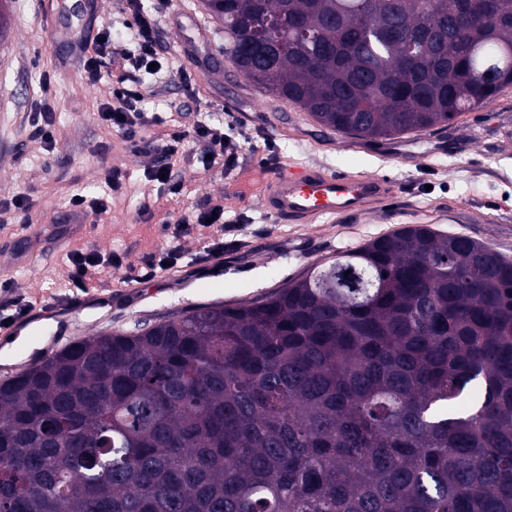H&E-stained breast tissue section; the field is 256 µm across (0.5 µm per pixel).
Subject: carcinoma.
I'll use <instances>...</instances> for the list:
<instances>
[{"mask_svg": "<svg viewBox=\"0 0 512 512\" xmlns=\"http://www.w3.org/2000/svg\"><path fill=\"white\" fill-rule=\"evenodd\" d=\"M204 0L224 61L356 138L512 87V0ZM0 512H512V260L407 225L255 302L0 384Z\"/></svg>", "mask_w": 512, "mask_h": 512, "instance_id": "cac0c4a2", "label": "carcinoma"}]
</instances>
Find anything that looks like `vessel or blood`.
Instances as JSON below:
<instances>
[{
	"instance_id": "b4317fda",
	"label": "vessel or blood",
	"mask_w": 512,
	"mask_h": 512,
	"mask_svg": "<svg viewBox=\"0 0 512 512\" xmlns=\"http://www.w3.org/2000/svg\"><path fill=\"white\" fill-rule=\"evenodd\" d=\"M399 192L386 175L341 173L319 165H285L256 189V200L279 224H315L361 216Z\"/></svg>"
}]
</instances>
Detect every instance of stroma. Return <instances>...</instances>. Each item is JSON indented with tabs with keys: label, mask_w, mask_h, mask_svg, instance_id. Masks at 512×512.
Returning <instances> with one entry per match:
<instances>
[{
	"label": "stroma",
	"mask_w": 512,
	"mask_h": 512,
	"mask_svg": "<svg viewBox=\"0 0 512 512\" xmlns=\"http://www.w3.org/2000/svg\"><path fill=\"white\" fill-rule=\"evenodd\" d=\"M158 13L159 74H141L152 89L141 108L148 116L140 135L147 152L125 149L116 132L97 119L110 97V80L90 85L82 78V44L113 25L112 49L130 47L120 0H14L10 31L0 42V201L29 195L34 225L67 233L73 195L106 202L108 212L73 248L123 255L122 266L102 275L101 294L111 309L77 312L67 342L105 330L132 331L180 311L256 299L301 278L307 269L336 253L393 233L409 224L471 237L512 258V88L483 108L456 118L446 131L360 140L320 127L307 113L256 92L224 61V26L202 0H142ZM190 71L184 87L181 71ZM48 107L53 143L32 135L30 114ZM243 133L242 170H202L199 142L186 140L173 169L182 195L166 196L148 178L167 133L176 126H221L226 115ZM318 163L340 172L387 174L400 184L387 206L360 217L317 224H277L255 200L249 184L283 164ZM124 174L120 191H110L105 172ZM220 205L239 221L240 248L224 253L219 266L175 267L154 280L130 286L129 266L165 249L167 215H195ZM0 255L9 265L0 275L15 292L33 301L34 315L78 303L68 286V254L44 240L24 241L20 218L0 225Z\"/></svg>",
	"instance_id": "obj_1"
}]
</instances>
